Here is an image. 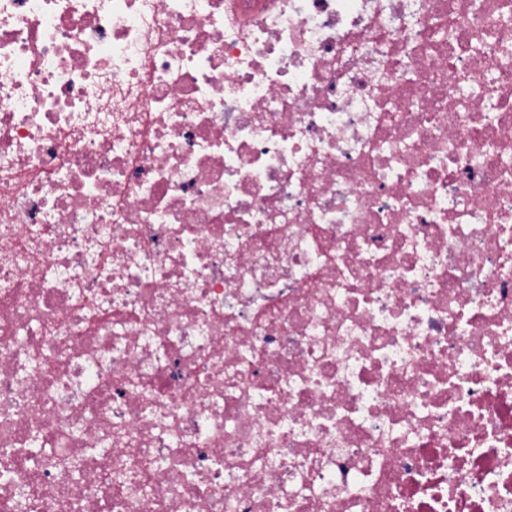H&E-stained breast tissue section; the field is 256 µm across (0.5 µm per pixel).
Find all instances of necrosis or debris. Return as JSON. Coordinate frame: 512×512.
Masks as SVG:
<instances>
[{"mask_svg":"<svg viewBox=\"0 0 512 512\" xmlns=\"http://www.w3.org/2000/svg\"><path fill=\"white\" fill-rule=\"evenodd\" d=\"M0 512H512V0H0Z\"/></svg>","mask_w":512,"mask_h":512,"instance_id":"necrosis-or-debris-1","label":"necrosis or debris"}]
</instances>
